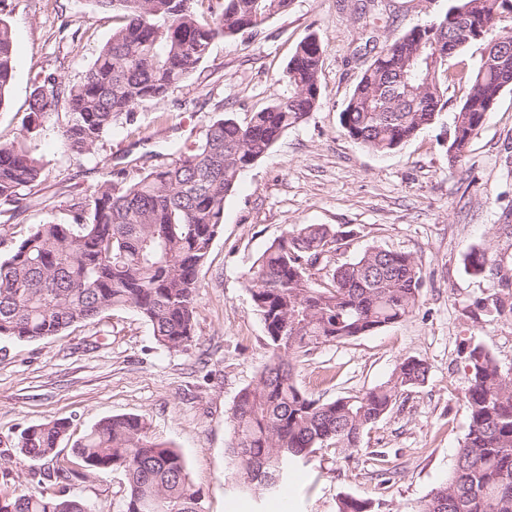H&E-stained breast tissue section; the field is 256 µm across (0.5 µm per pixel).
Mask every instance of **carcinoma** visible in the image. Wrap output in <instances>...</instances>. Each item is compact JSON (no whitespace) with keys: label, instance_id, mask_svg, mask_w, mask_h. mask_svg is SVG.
Instances as JSON below:
<instances>
[{"label":"carcinoma","instance_id":"obj_1","mask_svg":"<svg viewBox=\"0 0 512 512\" xmlns=\"http://www.w3.org/2000/svg\"><path fill=\"white\" fill-rule=\"evenodd\" d=\"M118 18L112 35L79 80L43 71L30 94L24 141L0 139V218L46 206L39 195L45 163L29 145L45 122L58 125L64 148L92 155L120 120L162 100L208 57L212 44L254 30L288 9L292 0H91ZM512 0H450L446 12L419 31L384 44L364 69L340 113L344 136L387 154L432 126L448 104V80L469 86L454 115L448 164L462 160L488 112L512 90V35L497 28ZM484 38L478 40V34ZM482 42L479 64L461 57ZM324 48L311 34L297 45L285 77L286 98L253 113L244 124L214 118L188 150L128 183L107 180L67 208L65 222L47 221L0 259V337L35 341L57 336L114 308L131 307L150 324L159 345L187 353L197 345L199 271L222 229L224 201L242 173L288 129L302 123L320 99ZM15 70V37L0 18V106ZM350 232L326 224L293 225L266 249L247 288L270 349L268 362L236 396L230 412L228 457L236 491L277 494L288 469L326 444L360 447L365 430L409 388L425 383L426 364L407 357L385 384L322 401L303 391L293 362L321 346L374 332L409 316L422 286L416 258L373 247L312 277L330 263ZM464 267L495 273L499 289L470 314L512 319V280L502 274L491 245L472 247ZM469 375L463 403L468 431L448 480L413 512H512V374L481 344L464 342ZM69 423L24 429L21 454L47 465L60 484L91 472L120 469L127 480L123 512H202L183 455L150 433L138 416L101 420L73 447L57 451ZM337 512H375L370 499L344 496ZM0 512H91L71 498L0 488Z\"/></svg>","mask_w":512,"mask_h":512}]
</instances>
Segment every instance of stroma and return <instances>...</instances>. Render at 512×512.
<instances>
[{"label": "stroma", "instance_id": "1", "mask_svg": "<svg viewBox=\"0 0 512 512\" xmlns=\"http://www.w3.org/2000/svg\"><path fill=\"white\" fill-rule=\"evenodd\" d=\"M16 68L0 107V138L22 137L38 73L79 79L112 33V12L92 0H5ZM449 0H292L254 32L218 40L198 70L163 100L118 122L90 157L65 151L45 123L34 141L45 163L48 206L20 210L0 226V257L37 224L61 220L74 197L103 181L137 180L202 137L217 116L249 121L287 97L284 77L297 44L317 34L324 47L318 107L244 171L224 203V223L199 273L197 345L170 352L131 308H117L62 334L36 341L0 338V487L59 492L92 512H121L122 472H96L60 489L42 462L17 449L21 432L69 422L62 457L104 418H144L158 440L185 457L203 512H336L338 496L381 503L382 512H411L444 483L468 428L462 398L469 385L461 346L483 345L512 370V320L479 321L468 313L498 282L469 274L464 256L493 242L512 268V90L490 112L462 161L448 164L453 116L468 88L448 86L435 124L395 151L379 155L345 137L339 117L365 66L404 31L446 11ZM292 224L350 231L334 262L381 247L412 254L422 290L402 321L322 346L296 367L302 389L324 401L386 383L408 356L428 366L426 382L401 395L364 433L359 450L325 447L292 475L287 497L235 494L228 479L230 409L238 392L268 360L264 324L246 278L253 264Z\"/></svg>", "mask_w": 512, "mask_h": 512}]
</instances>
